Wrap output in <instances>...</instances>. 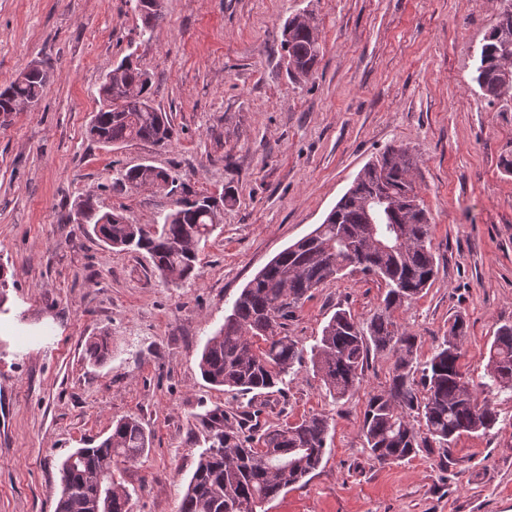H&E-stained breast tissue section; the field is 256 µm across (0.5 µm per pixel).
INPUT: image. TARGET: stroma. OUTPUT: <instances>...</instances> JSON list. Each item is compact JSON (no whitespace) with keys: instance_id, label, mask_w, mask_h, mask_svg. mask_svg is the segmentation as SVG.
<instances>
[{"instance_id":"1","label":"stroma","mask_w":512,"mask_h":512,"mask_svg":"<svg viewBox=\"0 0 512 512\" xmlns=\"http://www.w3.org/2000/svg\"><path fill=\"white\" fill-rule=\"evenodd\" d=\"M136 5L0 0V86L32 64L50 75L34 110L0 113V512H55L62 461L125 416L150 439L121 474L132 512H177L218 407L253 412L263 429L330 419L319 468L258 512H512L507 396L494 399L487 434L381 465L361 425L390 354H371L339 401L307 360L258 397L212 386L198 367L246 284L321 224L375 155L402 145L419 160L436 275L397 315L424 360L464 314L462 362L480 381L495 330L512 322V101L485 99L473 81L493 0H162L148 29ZM297 14L314 18L321 44L300 83L280 48ZM129 54L171 119L165 145L86 134L105 74ZM141 164L197 197L235 195L194 280L167 282L147 253L114 250L70 221L88 199L131 224L160 222L166 191L114 183ZM384 295L359 272L329 281L288 333L311 348L336 309L365 321ZM100 336L112 353L95 364L85 348Z\"/></svg>"}]
</instances>
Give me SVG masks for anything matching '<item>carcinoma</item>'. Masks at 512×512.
Here are the masks:
<instances>
[{"instance_id": "obj_1", "label": "carcinoma", "mask_w": 512, "mask_h": 512, "mask_svg": "<svg viewBox=\"0 0 512 512\" xmlns=\"http://www.w3.org/2000/svg\"><path fill=\"white\" fill-rule=\"evenodd\" d=\"M281 48L288 58V74L307 78L320 56L317 26L294 16L285 23ZM122 80L138 93L107 97L99 89L95 112L101 134L91 140L116 145L134 140L163 145L173 128L167 113L152 105L150 78L131 58L121 60ZM48 82L38 66L21 73L0 90V112L17 105L38 104ZM474 82L482 95L501 100L512 92V0H496L494 23L481 46ZM418 163L409 148L388 147L367 164L353 186L341 197L322 224L274 257L232 304L224 326L205 343L199 359L202 377L232 391L260 395L283 382L301 363L303 349L288 336V321L313 290L347 270L372 276L385 284L380 311L365 322L338 308L311 348L313 368L335 400L358 388L371 351L394 358L389 384L366 405L361 436L371 458L379 464L403 461L424 449L441 453L463 434L487 433L498 421L488 396L512 393V322L499 326L490 345L485 381L479 383L487 398L478 400L474 385L461 365L467 320L456 315L448 334L431 356L417 360V336L407 330L395 312L428 288L435 276L429 213L416 190ZM116 181L131 187L164 183L170 191L184 188L171 173L140 165L118 173ZM157 224H128L120 213H94L93 231L120 251H146L155 268L174 284L195 276L198 246L214 231L217 214L197 207L184 197ZM405 225L398 238L394 226ZM94 363L109 355L106 337L87 344ZM424 393H419L418 388ZM424 421L420 431L413 418ZM232 415L218 407L205 420L209 446L200 455L178 512H257L263 502L302 482L322 463L330 418L312 414L258 436L234 427ZM149 448L141 423L122 417L96 446L80 448L72 467L61 466V497L55 512H90L100 475L120 457L135 463ZM109 512H131V494L123 483L112 488Z\"/></svg>"}]
</instances>
